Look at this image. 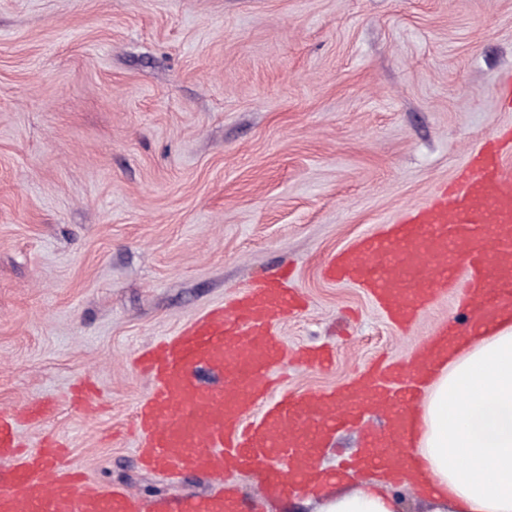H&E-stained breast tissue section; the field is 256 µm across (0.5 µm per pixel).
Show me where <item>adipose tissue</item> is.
Returning <instances> with one entry per match:
<instances>
[{"label": "adipose tissue", "mask_w": 512, "mask_h": 512, "mask_svg": "<svg viewBox=\"0 0 512 512\" xmlns=\"http://www.w3.org/2000/svg\"><path fill=\"white\" fill-rule=\"evenodd\" d=\"M415 483L432 512H512V324L459 344L426 388ZM321 512H401L382 482L325 499Z\"/></svg>", "instance_id": "1"}]
</instances>
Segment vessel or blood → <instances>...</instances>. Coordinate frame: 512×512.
Returning <instances> with one entry per match:
<instances>
[{
    "instance_id": "obj_1",
    "label": "vessel or blood",
    "mask_w": 512,
    "mask_h": 512,
    "mask_svg": "<svg viewBox=\"0 0 512 512\" xmlns=\"http://www.w3.org/2000/svg\"><path fill=\"white\" fill-rule=\"evenodd\" d=\"M505 140L492 139L473 156L454 188L429 205L406 211L376 233L360 236L324 270L333 281L363 288L399 330L439 298L462 294L465 331L491 326L512 311V175L504 170ZM299 307L287 276L263 279L228 304L211 309L176 335L154 342L138 358L153 388L137 407L143 462L172 473L193 471L223 488L201 497L160 501L145 508L123 488L94 489L59 462L67 442L45 441L19 456L22 422L44 421L49 401L16 410L0 407V458H16L0 476V512H245L228 487L233 475L254 471L264 495L312 491L327 475L316 457L340 427L367 409L386 414L383 432L364 430L356 470L387 464L390 449L406 447L413 432L409 395L451 350L454 330L443 327L408 366L376 368L330 391L265 401L263 381L280 368L286 348L274 324ZM205 368L225 377L219 388L198 385Z\"/></svg>"
}]
</instances>
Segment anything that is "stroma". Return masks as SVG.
Segmentation results:
<instances>
[{
  "label": "stroma",
  "mask_w": 512,
  "mask_h": 512,
  "mask_svg": "<svg viewBox=\"0 0 512 512\" xmlns=\"http://www.w3.org/2000/svg\"><path fill=\"white\" fill-rule=\"evenodd\" d=\"M512 0H0V407L52 399L66 465L146 503L213 478L144 468L127 427L152 384L133 360L257 278L307 299L278 331L274 397L406 363L462 320L437 300L400 333L324 265L427 205L494 130L512 126ZM95 393L81 411L73 384ZM318 512L326 493L256 497Z\"/></svg>",
  "instance_id": "1"
}]
</instances>
